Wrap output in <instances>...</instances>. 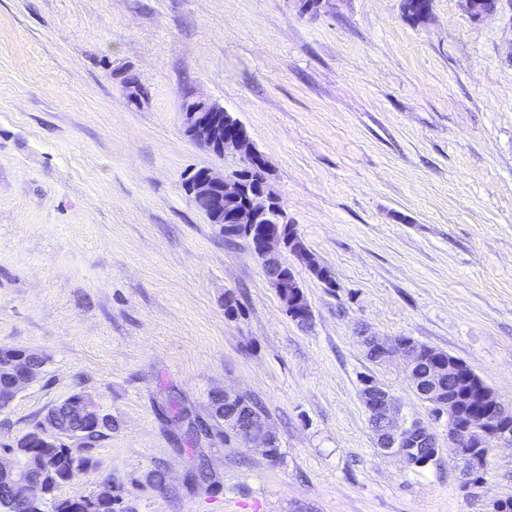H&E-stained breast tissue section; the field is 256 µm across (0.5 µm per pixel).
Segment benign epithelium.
<instances>
[{"label": "benign epithelium", "instance_id": "1", "mask_svg": "<svg viewBox=\"0 0 512 512\" xmlns=\"http://www.w3.org/2000/svg\"><path fill=\"white\" fill-rule=\"evenodd\" d=\"M465 12L473 21H479L495 13L501 0H464ZM184 133L199 146L226 158L238 161L237 168L218 173L211 169L198 171L187 184V190L196 209L212 219V223L226 226V231L237 233L245 238L252 234L254 224H272L258 240V257L268 281L276 293L288 294L289 316L303 318L312 315V310L299 286L291 268L281 259L282 251L294 252V225L285 222L282 205L265 183V164L254 151L244 150L247 134L244 127L234 118H224V107L216 103L187 97L184 107ZM366 351L384 361L400 354L406 362V375L411 386L426 403L439 410L448 422V447L454 456L462 461L465 474H470L488 458L490 447L500 441H512V407L505 405L492 391L487 392L490 404L477 420L457 422L456 412L461 409V400L471 394L467 379L456 388L455 397L443 398L439 381L443 362L436 357L432 360L424 356L419 345L412 341L390 342L375 336L363 337ZM360 398L369 415L377 416L386 426L375 434V444L383 454H399L407 457L403 441L410 421L404 417L396 398L383 385L376 381L362 383ZM60 428V418L49 415L45 424L33 432L29 440H42L55 435ZM247 444L271 456V448L276 435L267 424L256 421L245 426ZM0 471L14 476L20 493L39 499L43 492L40 487L27 482L18 459L0 462Z\"/></svg>", "mask_w": 512, "mask_h": 512}]
</instances>
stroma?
<instances>
[{
	"label": "stroma",
	"mask_w": 512,
	"mask_h": 512,
	"mask_svg": "<svg viewBox=\"0 0 512 512\" xmlns=\"http://www.w3.org/2000/svg\"><path fill=\"white\" fill-rule=\"evenodd\" d=\"M189 96L245 127L331 271L332 288L282 256L309 328L250 243L194 207L188 178L226 163L184 135ZM364 330L463 360L512 405V0L477 22L462 0H432L419 22L402 0H0V347L47 358L0 411V451L81 393L112 431L59 500L107 487L114 512L512 500V445L492 447L475 483L444 444L422 472L377 450L366 376L406 418L442 441L448 429L401 356L368 360ZM224 389L262 402L279 459L220 425L190 430Z\"/></svg>",
	"instance_id": "obj_1"
}]
</instances>
